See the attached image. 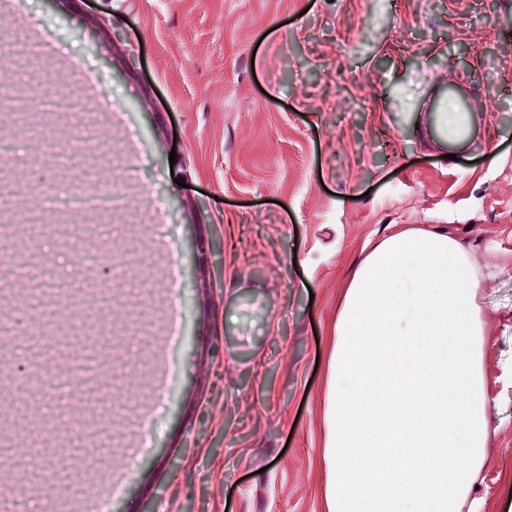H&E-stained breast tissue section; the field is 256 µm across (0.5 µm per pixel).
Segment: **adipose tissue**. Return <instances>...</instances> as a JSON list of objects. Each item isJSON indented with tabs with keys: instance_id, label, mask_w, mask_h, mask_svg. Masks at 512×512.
<instances>
[{
	"instance_id": "ef3b65f1",
	"label": "adipose tissue",
	"mask_w": 512,
	"mask_h": 512,
	"mask_svg": "<svg viewBox=\"0 0 512 512\" xmlns=\"http://www.w3.org/2000/svg\"><path fill=\"white\" fill-rule=\"evenodd\" d=\"M475 280L469 251L439 227L365 247L336 313L329 512H481L469 496L487 452Z\"/></svg>"
}]
</instances>
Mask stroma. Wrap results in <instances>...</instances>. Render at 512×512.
<instances>
[{
    "label": "stroma",
    "instance_id": "obj_1",
    "mask_svg": "<svg viewBox=\"0 0 512 512\" xmlns=\"http://www.w3.org/2000/svg\"><path fill=\"white\" fill-rule=\"evenodd\" d=\"M47 30L54 53L17 58L0 79L31 103L28 75L88 99L101 115L100 181L127 172L146 188L94 224L88 252L153 239L138 275L99 307L102 324L148 314L106 366L81 356L38 365L42 396L0 370V410L36 419L60 441L67 403L112 387L104 427L79 439L78 475L54 477L42 448L0 447V512H48L110 474L112 512H327L323 410L336 308L366 242L445 227L469 251L486 314L489 452L471 495L482 512L512 503V6L507 0H18L0 40ZM85 56L104 75L85 91L67 68ZM473 89L480 126L455 150L418 135L445 81ZM16 154L0 175L63 192L70 175L32 163L35 141L68 146L61 122L0 125ZM38 253L52 281L74 282L72 249L52 229L0 228V254ZM177 253L183 340L165 402L151 381L164 331V269ZM151 288H142V281ZM65 311L20 276L0 301L11 359L36 344L27 303ZM155 425L142 449L141 411Z\"/></svg>",
    "mask_w": 512,
    "mask_h": 512
}]
</instances>
